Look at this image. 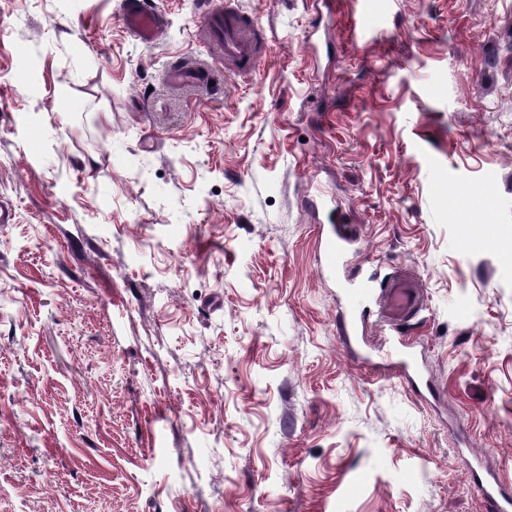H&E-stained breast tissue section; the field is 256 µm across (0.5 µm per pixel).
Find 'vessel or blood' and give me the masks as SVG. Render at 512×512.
<instances>
[{
	"label": "vessel or blood",
	"instance_id": "b4317fda",
	"mask_svg": "<svg viewBox=\"0 0 512 512\" xmlns=\"http://www.w3.org/2000/svg\"><path fill=\"white\" fill-rule=\"evenodd\" d=\"M200 21L210 34L207 52L212 61L237 59L255 63L259 49L255 40L257 25L252 18L233 9L225 0H204ZM123 23L128 33L144 44L162 39L167 19L155 10L149 0H124ZM350 240L347 225H333L325 241L320 259L326 270L335 271ZM344 307L338 322V332L345 342H352L364 332L365 301H374L376 318L389 334L400 333L423 309L422 291L416 277L401 269L385 276L359 278L343 291ZM409 345H392L380 368L381 374L408 382L418 377L411 364ZM473 480L483 493L490 512H512V485L504 482L497 472L480 467Z\"/></svg>",
	"mask_w": 512,
	"mask_h": 512
}]
</instances>
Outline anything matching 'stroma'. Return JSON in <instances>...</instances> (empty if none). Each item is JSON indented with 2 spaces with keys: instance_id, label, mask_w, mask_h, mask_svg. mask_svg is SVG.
<instances>
[{
  "instance_id": "35a3bbf8",
  "label": "stroma",
  "mask_w": 512,
  "mask_h": 512,
  "mask_svg": "<svg viewBox=\"0 0 512 512\" xmlns=\"http://www.w3.org/2000/svg\"><path fill=\"white\" fill-rule=\"evenodd\" d=\"M0 0V512H489L512 483V0ZM212 65V64H211ZM400 266L433 391L337 332L320 242ZM123 23L128 33L143 44H154L167 29V19L148 0L123 2ZM230 2L206 0L202 3L200 22L210 34L207 52L212 61L237 59L248 65L244 72L252 71L259 55L255 40L257 25L250 17L229 6ZM249 69V70H248ZM349 227L345 224L332 225L325 241L320 259L326 270L334 272L345 253L346 245L350 240ZM473 480L483 493L491 512L512 510V487L497 472L478 467L473 471Z\"/></svg>"
}]
</instances>
